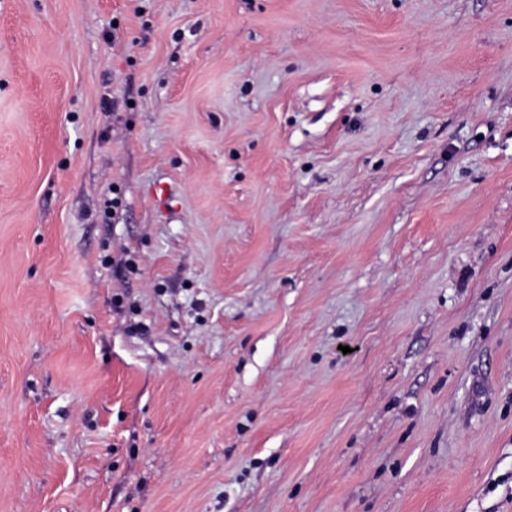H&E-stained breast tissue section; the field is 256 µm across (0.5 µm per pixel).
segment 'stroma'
Returning <instances> with one entry per match:
<instances>
[{
	"label": "stroma",
	"mask_w": 512,
	"mask_h": 512,
	"mask_svg": "<svg viewBox=\"0 0 512 512\" xmlns=\"http://www.w3.org/2000/svg\"><path fill=\"white\" fill-rule=\"evenodd\" d=\"M0 512H512V0H0Z\"/></svg>",
	"instance_id": "stroma-1"
}]
</instances>
